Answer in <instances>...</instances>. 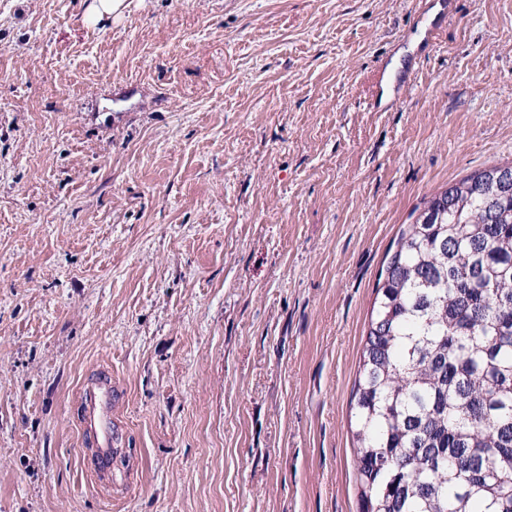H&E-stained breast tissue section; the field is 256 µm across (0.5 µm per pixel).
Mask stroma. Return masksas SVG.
<instances>
[{"instance_id":"stroma-1","label":"stroma","mask_w":512,"mask_h":512,"mask_svg":"<svg viewBox=\"0 0 512 512\" xmlns=\"http://www.w3.org/2000/svg\"><path fill=\"white\" fill-rule=\"evenodd\" d=\"M90 3L0 0V512H360L385 256L512 161V0H455L427 50L411 0ZM102 365L109 489L76 396ZM124 0H93L87 12V20L96 25L106 16L121 14Z\"/></svg>"}]
</instances>
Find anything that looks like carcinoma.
I'll use <instances>...</instances> for the list:
<instances>
[{
	"label": "carcinoma",
	"instance_id": "1",
	"mask_svg": "<svg viewBox=\"0 0 512 512\" xmlns=\"http://www.w3.org/2000/svg\"><path fill=\"white\" fill-rule=\"evenodd\" d=\"M512 162L424 201L386 254L353 393L361 512H512Z\"/></svg>",
	"mask_w": 512,
	"mask_h": 512
}]
</instances>
